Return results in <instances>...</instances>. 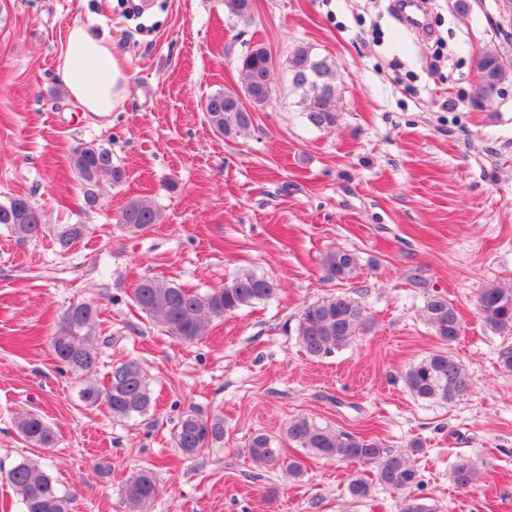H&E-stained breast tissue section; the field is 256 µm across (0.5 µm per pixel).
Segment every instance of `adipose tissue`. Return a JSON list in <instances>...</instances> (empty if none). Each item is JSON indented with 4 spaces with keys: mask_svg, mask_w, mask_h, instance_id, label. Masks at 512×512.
<instances>
[{
    "mask_svg": "<svg viewBox=\"0 0 512 512\" xmlns=\"http://www.w3.org/2000/svg\"><path fill=\"white\" fill-rule=\"evenodd\" d=\"M61 81L80 112L101 117L119 107L125 98L128 73L111 40L73 27L66 39L59 67Z\"/></svg>",
    "mask_w": 512,
    "mask_h": 512,
    "instance_id": "1",
    "label": "adipose tissue"
}]
</instances>
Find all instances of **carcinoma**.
Here are the masks:
<instances>
[{
	"label": "carcinoma",
	"mask_w": 512,
	"mask_h": 512,
	"mask_svg": "<svg viewBox=\"0 0 512 512\" xmlns=\"http://www.w3.org/2000/svg\"><path fill=\"white\" fill-rule=\"evenodd\" d=\"M228 13L238 19L251 16L253 0H224ZM480 84L495 88L512 79V63L488 51L475 59ZM242 91L224 90L209 96L205 112L209 124L221 135L234 138L247 134L253 126L252 110L266 106L272 96V59L265 46H254L239 61ZM336 61L314 52L305 44L296 46L288 58V75L299 96V107L307 124L317 129L332 128L337 122ZM69 165L75 171L88 206L97 203V186L103 177L120 185L125 171L113 164L112 152L100 144L87 142L73 150ZM161 212L149 199L130 200L117 216V223L132 233L142 232L160 223ZM0 224L20 240L39 237L44 232L40 212L22 197L0 204ZM88 232L84 224H65L55 234L59 250L66 252ZM321 265L330 281H347L359 269V257L342 248L330 249ZM279 286L274 280L253 272L236 275L224 287L195 292L153 277L141 279L133 289V300L170 335L195 341L206 335L214 318L275 297ZM484 324L494 331L512 328V287L490 285L478 297ZM424 318L434 335L450 345L461 334L460 316L453 303L442 293L426 294ZM100 311L92 302H76L66 311L51 336L57 360L75 374L95 369L98 359L95 329ZM370 328L365 308L347 293L336 294L309 304L296 327L297 342L311 358H321L350 346ZM403 382L412 395L421 400L452 401L466 393L469 377L463 366L448 352L436 351L410 366ZM87 406L106 405L112 416H143L152 408L153 399L147 375L135 360L112 368L102 386L89 382L78 392ZM19 435L34 447L54 444L52 428L36 413L19 415L15 420ZM289 440L315 458L342 464L359 463L374 468V480L357 473L350 475L347 492L356 501L372 497L375 486L402 495L401 512H436V508L411 495L420 484L419 471L410 456L391 453L377 438L356 437L320 425L305 417L296 418L285 429ZM224 441V421L197 410L184 414L175 434L176 448L185 456ZM252 462L261 468L284 467L292 477L304 474V461L284 455L277 439L267 433L254 434L246 448ZM454 482L468 488L479 479V467L470 457L458 456L452 465ZM8 481L23 505V512H69L71 498L61 493L43 467L34 460H23L8 473ZM158 493L153 470L142 469L123 488L131 512H146Z\"/></svg>",
	"instance_id": "cac0c4a2"
}]
</instances>
